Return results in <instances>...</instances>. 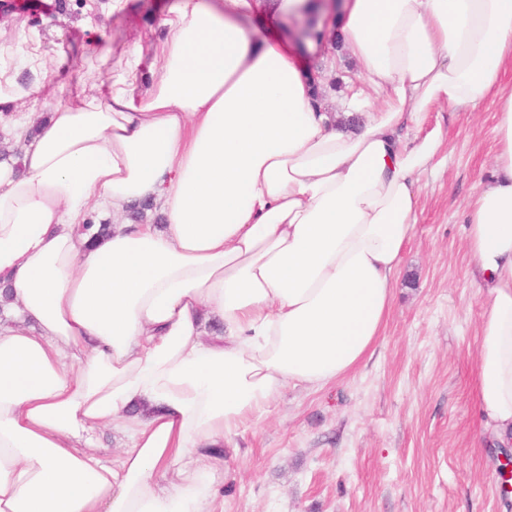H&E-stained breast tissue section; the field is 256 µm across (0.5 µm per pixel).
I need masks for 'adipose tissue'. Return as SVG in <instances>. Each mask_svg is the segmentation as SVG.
Returning a JSON list of instances; mask_svg holds the SVG:
<instances>
[{
	"mask_svg": "<svg viewBox=\"0 0 512 512\" xmlns=\"http://www.w3.org/2000/svg\"><path fill=\"white\" fill-rule=\"evenodd\" d=\"M306 2L172 0L151 54L125 49L101 96L36 122L14 106L42 87L40 35L0 53V125L26 144L0 159V512H212L213 448L382 335L421 179L448 156L437 103L497 102L466 246L474 399L512 446V0H344L299 49ZM337 40L362 80L350 131L315 67ZM142 202L161 224L82 230ZM117 419L131 447L109 465L95 433Z\"/></svg>",
	"mask_w": 512,
	"mask_h": 512,
	"instance_id": "ef3b65f1",
	"label": "adipose tissue"
}]
</instances>
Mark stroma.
Wrapping results in <instances>:
<instances>
[{"instance_id":"stroma-1","label":"stroma","mask_w":512,"mask_h":512,"mask_svg":"<svg viewBox=\"0 0 512 512\" xmlns=\"http://www.w3.org/2000/svg\"><path fill=\"white\" fill-rule=\"evenodd\" d=\"M31 0L27 12L0 6V44L39 33L47 56L41 112L70 88L98 95L107 68L88 58L80 23L94 16L102 51L151 50L162 36V0ZM327 111L359 78L346 54L322 67ZM496 104L449 117L433 107L428 125L448 134V160L422 179L416 225L393 289L391 311L371 354L344 379L321 388L286 386L267 411L225 444L222 512H512L501 449L482 441L474 401L483 296L472 277L464 211L490 179Z\"/></svg>"}]
</instances>
